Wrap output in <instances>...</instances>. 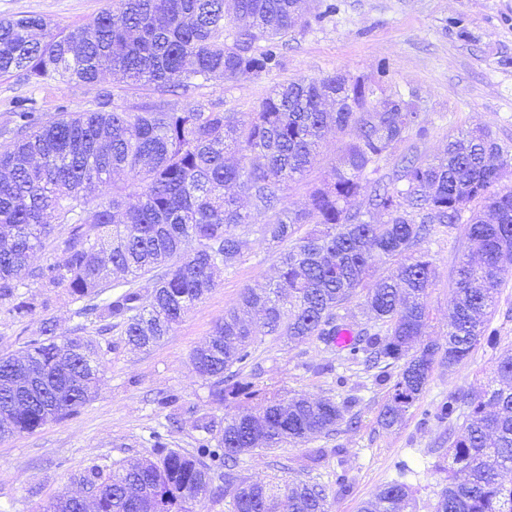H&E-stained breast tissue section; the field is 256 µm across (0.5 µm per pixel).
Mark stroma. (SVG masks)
Segmentation results:
<instances>
[{
  "instance_id": "stroma-1",
  "label": "stroma",
  "mask_w": 512,
  "mask_h": 512,
  "mask_svg": "<svg viewBox=\"0 0 512 512\" xmlns=\"http://www.w3.org/2000/svg\"><path fill=\"white\" fill-rule=\"evenodd\" d=\"M323 23L296 28L288 37L282 71L213 80L202 100H223L240 112L254 110L271 87L300 77L345 71L380 83L385 94L413 100L425 135L410 134L392 157L378 162L377 178L392 175L396 156L423 158L441 152L449 134L489 129L512 151V0H335ZM108 0H0V19L36 13L60 26L80 25L108 7ZM97 89L56 81L40 87L0 76V128L8 126L17 99H34L50 115L94 108ZM346 133L331 131L317 162L284 194L289 209L303 208L313 189L339 165ZM257 216L240 261L224 270L217 285L160 343L147 350L126 345L120 329L101 334L98 322L77 316L65 289L29 282L24 290L36 310L16 322L0 307V357L20 353L38 335L44 316L54 317L63 335L91 339L104 372L92 400L76 415L47 423L32 434L0 441V512H42L56 496L81 491V477L97 465L134 462L149 456L152 432H166L169 448L190 452L200 436L197 418L223 421L231 405L214 400L191 361L214 325L242 289L274 279L277 261ZM467 247L466 226L436 224L424 248L436 275L428 290L429 338L442 341L448 329L455 271ZM491 326L495 347L478 346L460 368L435 364L421 399L401 427L381 430L377 415L386 390L373 372L347 361L344 351L319 341L266 336L257 342L242 376L254 385H276L287 395L307 393L348 403L336 433L298 446L243 456L242 476L265 482L279 475L322 484L332 512H359L362 502L392 481L415 492V512H434L444 486L435 464L447 444L444 424L427 419L448 395L480 390L499 357L512 354V273L500 290ZM178 395L173 406L158 404L160 393ZM350 485L336 494L337 477Z\"/></svg>"
}]
</instances>
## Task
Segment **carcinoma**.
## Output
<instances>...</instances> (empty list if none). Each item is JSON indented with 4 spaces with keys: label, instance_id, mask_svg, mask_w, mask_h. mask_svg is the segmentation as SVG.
Here are the masks:
<instances>
[{
    "label": "carcinoma",
    "instance_id": "carcinoma-1",
    "mask_svg": "<svg viewBox=\"0 0 512 512\" xmlns=\"http://www.w3.org/2000/svg\"><path fill=\"white\" fill-rule=\"evenodd\" d=\"M312 0H111L88 23L60 27L40 14L0 20V74L48 85L149 87L156 100L135 110L113 104L106 88L95 109L49 116L30 99L17 103L0 149V304L18 322L34 306L19 289L27 277L62 287L78 314L121 328L125 343L158 344L239 260L251 213L272 214L263 237L278 248V279L246 287L203 346L192 352L198 375L217 401H238L218 427L199 419L191 453L165 450L133 465L92 468L88 496L62 495L45 512H190L203 498L228 500L227 512H330L327 489L301 479L250 482L241 457L328 436L343 407L307 394L285 397L240 377L261 336L315 338L327 345L348 327L342 314L360 290L373 324L345 348L347 360L378 369L387 387L377 416L401 426L420 400L438 352L450 367L484 343L512 256V189L500 187L512 155L485 130L451 138L441 157L404 155L389 182L367 170L420 128L411 103L375 97L348 73L298 78L274 86L258 108L238 112L195 92L214 79L277 72L284 38ZM187 104L176 109L167 96ZM349 135L332 168L298 212L283 191L313 166L328 132ZM363 198L354 206L356 198ZM468 212V252L454 279L445 345L427 341L428 289L435 277L422 249L433 224H456ZM53 245L56 256L30 265ZM393 271L375 277L378 265ZM149 276L150 300L137 280ZM262 312L250 323L241 314ZM52 318L20 357L0 358V440L33 433L72 416L93 397L103 372L93 342L57 337ZM448 429L446 474L435 512H512V356L498 359L476 394H454L435 410ZM414 509L411 488L393 481L360 512Z\"/></svg>",
    "mask_w": 512,
    "mask_h": 512
}]
</instances>
